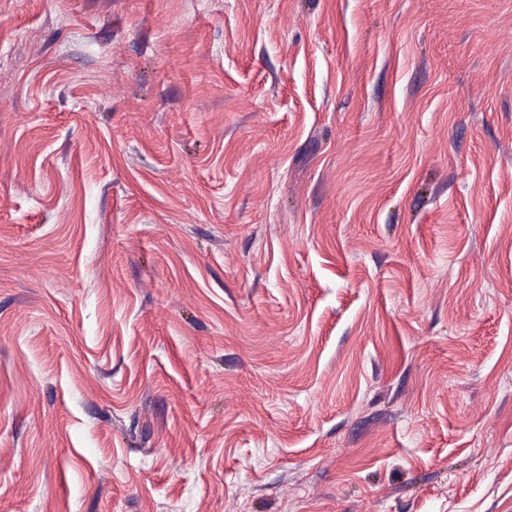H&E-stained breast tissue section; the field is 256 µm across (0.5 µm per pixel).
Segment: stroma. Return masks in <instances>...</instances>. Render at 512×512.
Listing matches in <instances>:
<instances>
[{
    "mask_svg": "<svg viewBox=\"0 0 512 512\" xmlns=\"http://www.w3.org/2000/svg\"><path fill=\"white\" fill-rule=\"evenodd\" d=\"M0 512H512V0H0Z\"/></svg>",
    "mask_w": 512,
    "mask_h": 512,
    "instance_id": "stroma-1",
    "label": "stroma"
}]
</instances>
